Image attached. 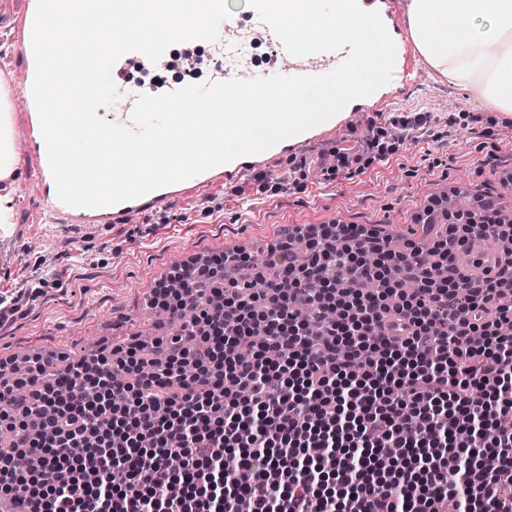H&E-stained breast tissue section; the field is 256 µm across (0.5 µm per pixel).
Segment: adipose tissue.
<instances>
[{
  "mask_svg": "<svg viewBox=\"0 0 512 512\" xmlns=\"http://www.w3.org/2000/svg\"><path fill=\"white\" fill-rule=\"evenodd\" d=\"M408 26L424 60L512 119V0H410ZM10 91L0 89V180L18 168Z\"/></svg>",
  "mask_w": 512,
  "mask_h": 512,
  "instance_id": "ef3b65f1",
  "label": "adipose tissue"
}]
</instances>
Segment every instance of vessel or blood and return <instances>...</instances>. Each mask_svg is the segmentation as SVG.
Wrapping results in <instances>:
<instances>
[{
  "label": "vessel or blood",
  "instance_id": "b4317fda",
  "mask_svg": "<svg viewBox=\"0 0 512 512\" xmlns=\"http://www.w3.org/2000/svg\"><path fill=\"white\" fill-rule=\"evenodd\" d=\"M367 10L378 11L387 28L402 33L403 26L394 13L392 0H361ZM37 0H19L16 37L11 50L25 59L26 64L21 77V90L25 97V111L18 128L16 147L26 173L19 185V192L37 188L39 196V215L48 224H64L75 229H84L92 225L131 222L143 219L148 213L165 208L173 201L189 195H196L215 187L236 183L243 174L264 173L271 158H281L295 162L302 161L307 150L315 145H323L336 137L337 130L345 128L348 118L338 115L312 127L298 135L275 144L268 150L239 157L233 161L214 167L193 178L167 185L146 195L100 208L70 207L57 198L55 183L49 168L47 148L44 141L39 115L33 98L35 65L32 50V30ZM348 55L347 50L324 52L319 62H306L296 57H288L287 73L297 75H320L328 68L337 67ZM419 75L418 57L412 48L395 57V65L390 81L381 87L383 99L413 86ZM119 99L115 103L112 115L114 122L129 124L135 100L140 93L137 86L125 83L119 85ZM499 254L492 249L481 253H463L459 256L461 266L478 271H493L500 264Z\"/></svg>",
  "mask_w": 512,
  "mask_h": 512
}]
</instances>
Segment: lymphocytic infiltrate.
Returning a JSON list of instances; mask_svg holds the SVG:
<instances>
[{"mask_svg":"<svg viewBox=\"0 0 512 512\" xmlns=\"http://www.w3.org/2000/svg\"><path fill=\"white\" fill-rule=\"evenodd\" d=\"M429 251L362 224L298 228L174 273L150 303L178 334L113 346L52 379L0 374L10 512H512V264L455 251L512 224L448 216ZM221 296L222 305L211 302ZM28 467H20V460ZM501 257L494 249H487L482 253H461L459 264L467 269L478 271H494L498 268Z\"/></svg>","mask_w":512,"mask_h":512,"instance_id":"lymphocytic-infiltrate-1","label":"lymphocytic infiltrate"}]
</instances>
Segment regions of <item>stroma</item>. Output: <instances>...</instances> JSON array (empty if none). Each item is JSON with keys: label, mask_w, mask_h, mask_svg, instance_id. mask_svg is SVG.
<instances>
[{"label": "stroma", "mask_w": 512, "mask_h": 512, "mask_svg": "<svg viewBox=\"0 0 512 512\" xmlns=\"http://www.w3.org/2000/svg\"><path fill=\"white\" fill-rule=\"evenodd\" d=\"M429 112L433 124L396 141L386 127L392 113ZM488 111L475 93L448 83L423 65L415 86L380 111L359 112L336 136L337 148L355 146L372 127L384 128L385 157L325 175L308 160L306 175L273 160L264 175L175 202L136 224L112 223L72 232L43 223L36 191L16 198L23 173L0 180V206L17 222L0 236V293L16 298L17 311L0 324V360L40 357L47 374L112 343L171 330L170 317L153 314L145 297L179 260L243 250L263 255L296 224H364L388 239H423L417 217L450 186L481 194L493 189L512 209V135L506 125L487 127ZM285 189H277L279 178ZM47 285L29 298L34 279Z\"/></svg>", "instance_id": "obj_1"}]
</instances>
